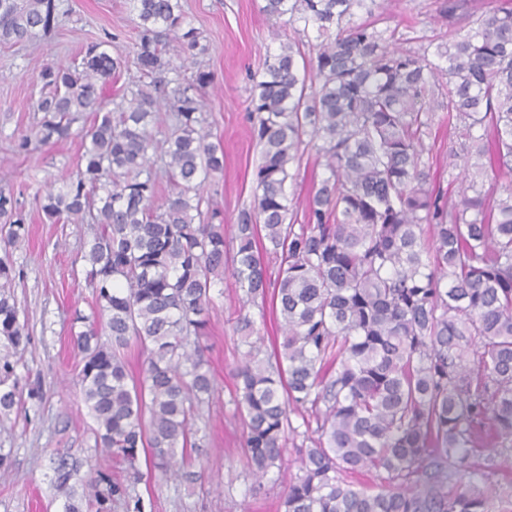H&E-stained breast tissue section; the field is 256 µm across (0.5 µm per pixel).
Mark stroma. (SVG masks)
Returning <instances> with one entry per match:
<instances>
[{"label":"stroma","instance_id":"stroma-1","mask_svg":"<svg viewBox=\"0 0 512 512\" xmlns=\"http://www.w3.org/2000/svg\"><path fill=\"white\" fill-rule=\"evenodd\" d=\"M442 0H388L383 22L395 28L396 44L418 49L446 41ZM191 27L207 47L196 62L182 68L180 80L189 83L197 69L210 71L213 82L203 90V112L213 143L224 149V170L212 175L202 192L221 211L226 225L237 224L242 211L253 206V178L259 149L251 137L247 106L252 74L276 52L279 28L262 10L263 0H182ZM65 14L51 38L0 44V188L18 192L25 207L29 237L14 251L17 270L14 295L25 319L31 343L15 366L23 397L0 429V512H64V496L55 487L51 457L60 453L82 462L84 468H103L120 474L111 456L100 453L91 434L93 420L77 383L81 357L71 342L76 313H90L94 292L82 272L84 243L93 229L88 224H51L36 207L54 179L66 175L82 153L79 133L93 117L83 114L75 134L56 144L32 142L16 152L17 142L31 138L41 118L38 72L47 62L70 63L83 46L112 36L111 52L126 65L108 82L103 94L119 103L140 74L132 65L138 18L130 0H63ZM435 185L453 194L461 185L464 153L457 130L445 110H437L432 135L425 141ZM210 332L203 338L206 358L217 393L196 422L206 439L192 450L194 484L165 479L154 472L138 487L146 512H277L284 487L265 482L256 490L248 476L241 449L243 426L234 415L231 392L241 350L235 331L241 304L232 277L211 292ZM36 397H29V390Z\"/></svg>","mask_w":512,"mask_h":512}]
</instances>
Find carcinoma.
Instances as JSON below:
<instances>
[{
	"instance_id": "carcinoma-1",
	"label": "carcinoma",
	"mask_w": 512,
	"mask_h": 512,
	"mask_svg": "<svg viewBox=\"0 0 512 512\" xmlns=\"http://www.w3.org/2000/svg\"><path fill=\"white\" fill-rule=\"evenodd\" d=\"M382 2L265 0L282 27L313 34L317 54L306 80L295 42H283L253 79L254 206L230 241L201 193L224 171L203 117L212 75L199 69L172 89L161 78L206 51L181 0H133L144 81L118 112L102 99L121 66L108 42L86 44L77 64L41 66L38 142L66 140L76 115L94 114L79 162L40 210L52 224L96 225L82 253L95 307L76 316L84 329L71 335L95 447L125 465L122 479L91 478L96 512L115 502L145 512L141 449L149 468L196 479L186 451L205 440L194 421L216 391L201 340L227 269L242 306L271 304L284 333L268 354L250 315L236 322L247 350L231 402L254 481L283 476L287 443L301 436L293 417L317 423L282 512H493L490 479L512 460V188L494 195L484 180L512 172V0L478 18L470 0H444L448 40L432 54L394 46L388 27L353 22ZM58 18L57 0H0V43L47 39ZM436 75L447 77L448 121L468 141L467 185L448 199L423 159ZM162 102L174 129L160 147ZM312 151L329 175L297 225L285 183ZM161 174L175 186L162 200ZM27 237L18 198L0 189V340L20 354L31 337L8 291L10 250ZM266 255L278 261L274 276ZM132 342L146 354L136 375L122 353ZM12 376L14 364L0 359L1 419L20 401ZM80 467L67 455L55 461L65 512H83L85 493L71 484ZM358 472L374 474L377 490L352 481Z\"/></svg>"
}]
</instances>
